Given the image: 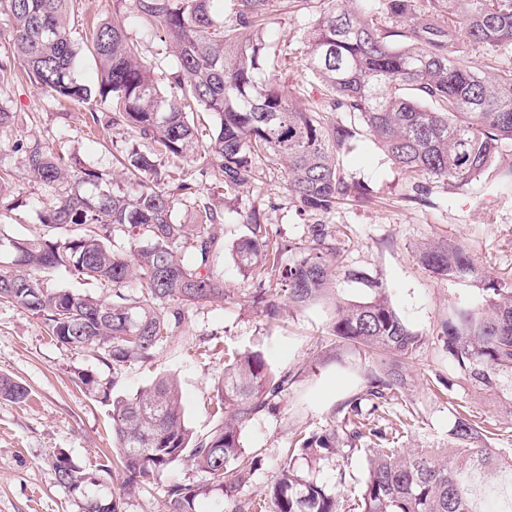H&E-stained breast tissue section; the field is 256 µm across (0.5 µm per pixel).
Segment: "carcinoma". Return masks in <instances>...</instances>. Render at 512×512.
Returning a JSON list of instances; mask_svg holds the SVG:
<instances>
[{
  "label": "carcinoma",
  "mask_w": 512,
  "mask_h": 512,
  "mask_svg": "<svg viewBox=\"0 0 512 512\" xmlns=\"http://www.w3.org/2000/svg\"><path fill=\"white\" fill-rule=\"evenodd\" d=\"M77 0H0L9 20L0 57V82L18 75L55 100L94 104L121 118L152 154H127L132 189L85 195L72 190L42 216L52 229L81 226L84 232L56 240L0 239L10 266L0 269V300L42 319L62 344L97 349L121 365L146 358L171 333L177 312L171 304L222 300L224 281L211 268L224 240V216L200 200L186 178L160 185L152 156L194 158L216 165L225 187L255 180L252 158L280 164L294 206L317 218L307 225L299 258L272 277L284 245L270 238L264 213L241 216L248 234L235 246L246 278L268 294L266 315H280L278 300L305 310L335 290L347 234L326 219L344 203L369 202L373 190L346 178L342 157L353 141L372 139L388 161L412 180L414 195L434 184L463 187L512 150V69L496 66L500 51L512 46V0H373L378 11L350 7L354 0H328L307 27L309 51L302 67L321 85V97L307 105L265 76L276 51L261 22L271 0H227L235 25L216 20L214 0H133V13L166 44L177 71L179 93L161 92L151 68L125 32L117 15L93 27L84 41L100 71L94 88L73 75L78 48L68 19ZM383 14L392 25L378 20ZM484 52L470 60L467 49ZM203 108L218 117L208 132L192 112ZM342 112L346 119H336ZM28 175L46 187L70 176L72 162L34 139L23 146ZM190 208L195 223L180 224L176 206ZM126 237L117 249L111 237ZM192 250L190 257L181 248ZM419 262L450 281L484 283L479 301L448 306L440 323L442 349L454 371L448 391L458 386L495 404L512 418V282L486 275L462 246L448 240L418 248ZM71 267L88 280L106 281L115 290L105 303L67 289L45 288L31 272ZM137 281L141 296L121 292ZM360 300L335 302L327 333L359 352L378 357L365 385L336 412L340 424L298 434L288 449L316 466L346 448L364 451L367 473L355 490L356 512H488L485 495L512 512V459L494 447L500 428L478 419L463 405L453 409L448 448L407 451L403 434L413 412L387 418L389 406L406 397L408 360L421 346L390 305L386 289ZM294 376L273 366L259 349L233 354L218 387L221 420L195 438L185 424L176 382L161 378L129 400L113 403V434L128 482H145L179 460H189L224 489L230 512H338L339 493L311 471L282 469L268 497L240 499L238 491L257 467L242 443V432L260 411L273 409L288 394ZM0 395L21 401L25 387L0 376ZM59 482L79 487L85 479L65 455L58 458ZM169 512H194L199 491L175 483L168 490ZM87 512H121L114 497L87 500Z\"/></svg>",
  "instance_id": "1"
}]
</instances>
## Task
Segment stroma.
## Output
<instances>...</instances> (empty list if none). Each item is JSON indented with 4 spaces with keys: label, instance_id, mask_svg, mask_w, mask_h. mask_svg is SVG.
I'll return each instance as SVG.
<instances>
[{
    "label": "stroma",
    "instance_id": "35a3bbf8",
    "mask_svg": "<svg viewBox=\"0 0 512 512\" xmlns=\"http://www.w3.org/2000/svg\"><path fill=\"white\" fill-rule=\"evenodd\" d=\"M320 8L319 0H273L263 26L266 39L277 45L282 57L273 71L275 78L293 99L304 102L320 96L316 80L300 68L307 52L303 31ZM115 14L124 16L126 34L152 66L161 91L173 95L174 61L165 44L134 18L130 0H77L69 25L73 40L81 41L93 19ZM0 107L13 114L11 124L0 128V166L13 174L11 185L0 193V234L5 236L42 231L40 213L53 209L60 197L29 180L19 143L39 139L102 174L98 186L69 178L68 187L88 194L99 187L128 190L122 160L130 148H148L121 124L89 134L88 106L59 105L26 80L0 88ZM154 162L162 175L192 179L202 201L223 213L224 242L212 267L223 279L227 296L182 307L171 337L153 348L148 358L120 366L106 360L103 350L58 343L39 317L0 301V375L28 391L22 402L0 396V512H83L88 497L112 495L119 496L122 512H168L167 489L176 482L199 488L195 512H224L222 490L186 461L147 482L126 486L125 473L113 463V399L132 397L159 378L174 377L185 423L201 435L217 422L213 406L226 354L264 349L278 369L294 375L295 382L277 409L257 414L242 434L258 467L240 494L258 498L287 466L294 432L328 428L336 408L360 391L376 365L375 358L358 357L349 345L328 335L323 309L286 307L280 319L268 320L255 300L254 284L238 267L234 248L246 232L239 216L251 208L265 214L277 239L298 243L305 237L306 222L289 199L281 166L257 158L254 182L230 190L221 188L210 160L158 156ZM511 166L512 152L474 186H438L424 202L416 203L407 199L409 180L368 138H358L344 158L346 174L366 182L375 198L363 206L345 204L331 218L350 239L343 265L379 282L394 309L423 339L408 368L411 385L403 407L415 413L417 424L404 440L406 449L446 447L454 401L470 406L478 418H501L495 406L462 389H455L449 402L430 387V380L447 378L451 371L437 338L449 304L477 298L482 285L434 276L418 263L415 249L447 238L463 245L489 276L511 281L512 188L501 185L503 170ZM40 279L47 288L68 289L103 302L112 299L111 284L87 280L74 271H50ZM89 375L94 384H84ZM62 455L85 474L79 488L59 483L55 463Z\"/></svg>",
    "mask_w": 512,
    "mask_h": 512
}]
</instances>
